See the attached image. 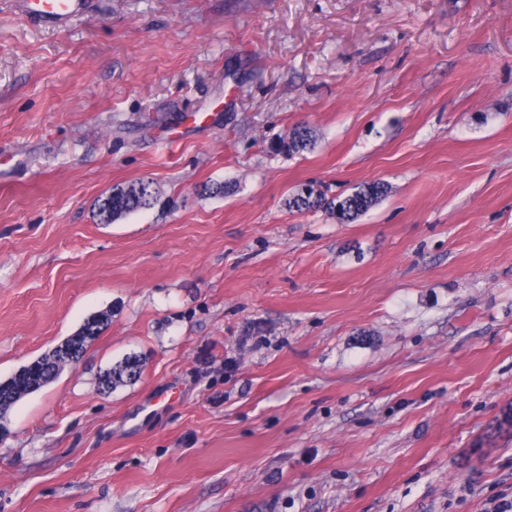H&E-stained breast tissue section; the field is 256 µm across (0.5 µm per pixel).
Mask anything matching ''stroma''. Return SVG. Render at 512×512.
I'll use <instances>...</instances> for the list:
<instances>
[{"label":"stroma","mask_w":512,"mask_h":512,"mask_svg":"<svg viewBox=\"0 0 512 512\" xmlns=\"http://www.w3.org/2000/svg\"><path fill=\"white\" fill-rule=\"evenodd\" d=\"M102 312L0 424V512L512 498V0H0V381ZM90 0H22V13L38 22L65 28L87 13ZM316 139L308 126L293 128L279 143V148L290 154L311 151L315 148ZM156 201L157 191L152 181L139 179L118 184L96 200L95 216L100 224H112L125 215L151 209ZM303 189V188H302ZM298 191L288 198V208L297 211L326 208L342 223H351L365 214L389 192L388 184L372 182L354 188V191L343 198L326 200L320 193ZM107 320L102 321L98 316L88 319L83 324L81 330L75 335L67 339V346L72 350L71 358L75 362H79L87 349L88 343L95 339L102 331ZM140 369L139 360L136 357L127 356L99 376V388L103 391L112 390L119 385L130 382L138 376Z\"/></svg>","instance_id":"1"}]
</instances>
